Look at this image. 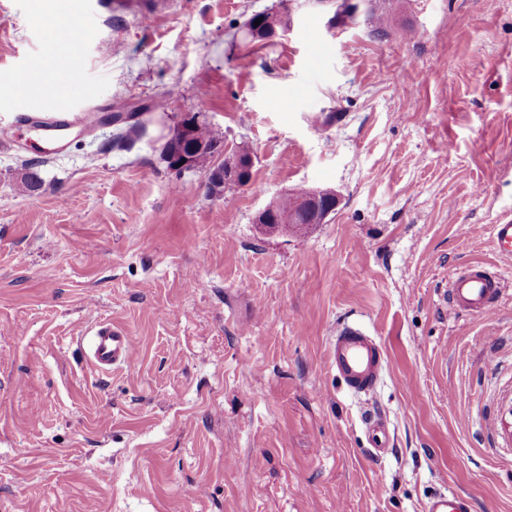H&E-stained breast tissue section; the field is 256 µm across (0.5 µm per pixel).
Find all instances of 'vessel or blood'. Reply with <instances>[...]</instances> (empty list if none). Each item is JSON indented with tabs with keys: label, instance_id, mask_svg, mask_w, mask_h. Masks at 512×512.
<instances>
[{
	"label": "vessel or blood",
	"instance_id": "b4317fda",
	"mask_svg": "<svg viewBox=\"0 0 512 512\" xmlns=\"http://www.w3.org/2000/svg\"><path fill=\"white\" fill-rule=\"evenodd\" d=\"M67 112H54L33 120L35 128L54 134L68 130L74 123ZM494 250L501 259L512 260V215L499 219L493 227ZM502 292V278L497 270L482 265L470 266L454 276L449 284V299L455 307L484 316L493 315ZM136 349L133 336L112 324L98 327L93 336L91 360L103 370L131 366ZM330 365L355 395L371 394L378 384L383 356L377 340L360 329L346 327L333 336L330 344ZM364 425L373 438L376 454L388 451L391 436L382 417L368 413ZM426 512H472L470 499L457 492L434 495Z\"/></svg>",
	"mask_w": 512,
	"mask_h": 512
}]
</instances>
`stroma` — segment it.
I'll list each match as a JSON object with an SVG mask.
<instances>
[{
	"mask_svg": "<svg viewBox=\"0 0 512 512\" xmlns=\"http://www.w3.org/2000/svg\"><path fill=\"white\" fill-rule=\"evenodd\" d=\"M280 0H0V512H424L455 491L512 512V0H400L388 37L312 10L241 41ZM95 29L85 43L67 31ZM148 136L73 128L48 152L21 116L153 106ZM243 145L252 184L205 194L161 149L186 117ZM35 165L37 194L19 179ZM330 188L307 233L265 232L277 196ZM497 264L493 316L448 281ZM103 321L136 360L90 361ZM354 325L385 360L361 398L331 369ZM494 250L501 259L512 260V215H506L499 219L498 224L493 225ZM364 425L369 433H372L373 447L376 455H381L389 450L391 436L383 418L375 412H369L364 420Z\"/></svg>",
	"mask_w": 512,
	"mask_h": 512,
	"instance_id": "obj_1",
	"label": "stroma"
}]
</instances>
